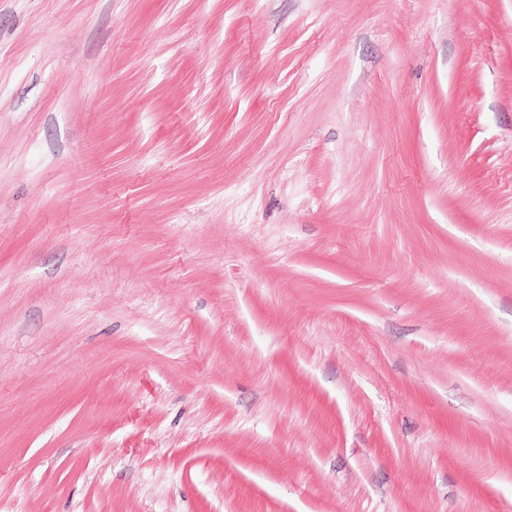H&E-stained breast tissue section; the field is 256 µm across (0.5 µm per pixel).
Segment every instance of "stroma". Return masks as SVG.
I'll return each mask as SVG.
<instances>
[{
    "label": "stroma",
    "mask_w": 512,
    "mask_h": 512,
    "mask_svg": "<svg viewBox=\"0 0 512 512\" xmlns=\"http://www.w3.org/2000/svg\"><path fill=\"white\" fill-rule=\"evenodd\" d=\"M0 512H512V0H0Z\"/></svg>",
    "instance_id": "stroma-1"
}]
</instances>
